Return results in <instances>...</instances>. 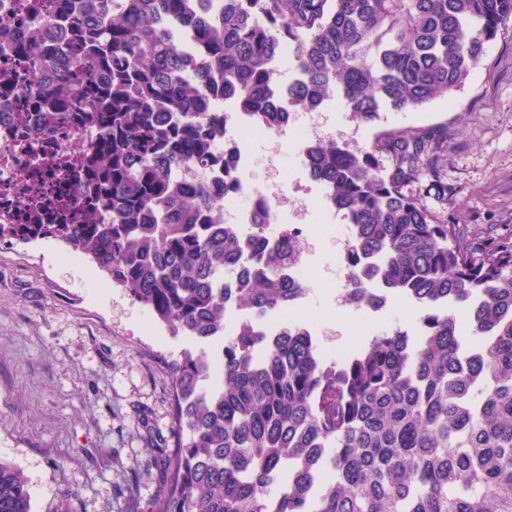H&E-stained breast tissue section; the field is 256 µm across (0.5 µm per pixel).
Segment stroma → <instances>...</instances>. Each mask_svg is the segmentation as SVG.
<instances>
[{
	"label": "stroma",
	"mask_w": 512,
	"mask_h": 512,
	"mask_svg": "<svg viewBox=\"0 0 512 512\" xmlns=\"http://www.w3.org/2000/svg\"><path fill=\"white\" fill-rule=\"evenodd\" d=\"M333 113L337 141L354 152L381 129L444 127L448 193L422 192L423 204L473 244L512 237V21L452 99L384 113L375 127ZM252 149L257 184L271 153L297 178L291 142ZM311 232L318 250L300 263L312 295L295 317L321 322L317 341L333 362L374 330L362 309L333 307L324 292L333 246L320 225ZM188 347L82 252L50 238L0 239V460L23 472L33 512H147L158 492L152 450L171 435L169 365Z\"/></svg>",
	"instance_id": "stroma-1"
}]
</instances>
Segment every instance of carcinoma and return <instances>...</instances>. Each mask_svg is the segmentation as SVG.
<instances>
[{"label":"carcinoma","instance_id":"obj_1","mask_svg":"<svg viewBox=\"0 0 512 512\" xmlns=\"http://www.w3.org/2000/svg\"><path fill=\"white\" fill-rule=\"evenodd\" d=\"M74 37L37 47L58 63L39 110L97 130L74 171L93 224H0L79 250L147 306L187 349L170 364L173 444L154 448L149 512H512V239L477 249L421 202L438 185L440 126L386 129L353 152L313 150L353 251L381 261L390 296L419 306V330L374 336L328 363L305 327L224 335V269L253 268L239 305L275 311L298 291L279 272L290 235L268 249L208 224L233 190L182 179L212 161L224 122L211 97L270 126L279 67L297 73L288 111L335 100L372 127L384 112L452 98L512 19V0H53ZM180 31L208 57L198 66ZM467 315L460 339L453 308ZM223 381L208 386L214 361ZM279 486L276 492L270 488ZM0 512H32L27 480L0 460Z\"/></svg>","mask_w":512,"mask_h":512}]
</instances>
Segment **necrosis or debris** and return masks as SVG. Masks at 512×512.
Returning a JSON list of instances; mask_svg holds the SVG:
<instances>
[{
  "instance_id": "obj_1",
  "label": "necrosis or debris",
  "mask_w": 512,
  "mask_h": 512,
  "mask_svg": "<svg viewBox=\"0 0 512 512\" xmlns=\"http://www.w3.org/2000/svg\"><path fill=\"white\" fill-rule=\"evenodd\" d=\"M30 64L29 56L0 45V224L24 223L45 195L78 203L85 188L75 180L70 167L82 160L97 138L93 127L74 123L63 114L48 120L38 116L23 124L18 122L20 113L30 111L37 98L55 87L48 76L33 73ZM213 109L224 115V124L213 139L214 154L220 159L224 153H233L235 165L227 169L218 162L204 169H189L188 174L208 183L231 181L235 195L251 200L246 209L222 208L214 215L216 222L241 238L256 235L262 225L281 223L301 251H308L309 212L301 205L300 195L317 182L311 167H304L302 181L289 187L280 180L258 186L247 180L245 173L254 162L248 150L253 138H291L302 155L312 145L322 143L325 129L321 110L289 113L284 124L271 128L246 113L226 111L221 98L214 101ZM335 257V302L350 307L359 304L358 297L363 294L368 298L363 304L365 311L379 314L387 299L376 279L361 275L364 259L352 252L344 239L337 242ZM306 297V292H298L286 309L274 312L248 310L228 300L224 333L233 335L240 324L248 322L265 335H279L288 322L287 310L304 304Z\"/></svg>"
}]
</instances>
